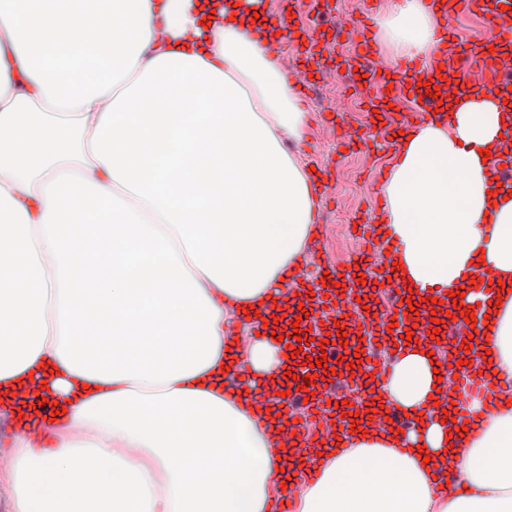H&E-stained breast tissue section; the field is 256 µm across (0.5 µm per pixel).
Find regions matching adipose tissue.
Wrapping results in <instances>:
<instances>
[{
    "label": "adipose tissue",
    "mask_w": 512,
    "mask_h": 512,
    "mask_svg": "<svg viewBox=\"0 0 512 512\" xmlns=\"http://www.w3.org/2000/svg\"><path fill=\"white\" fill-rule=\"evenodd\" d=\"M266 23L213 0H0V414L19 425L15 512H271L282 486L294 512H512V401L457 435L431 339L402 346L371 416L318 452L295 454L280 406L252 405L290 369L284 326L227 328L297 304L285 279L321 183L287 150L310 119ZM434 29L421 0L377 21L394 57L432 56ZM503 98L468 86L443 96L447 121L397 136L378 222L411 301L442 319L460 291L490 310L470 358L508 381L512 197L494 201L480 156L512 150ZM40 387L66 408L50 423L28 401ZM391 410L413 426L390 432Z\"/></svg>",
    "instance_id": "ef3b65f1"
}]
</instances>
